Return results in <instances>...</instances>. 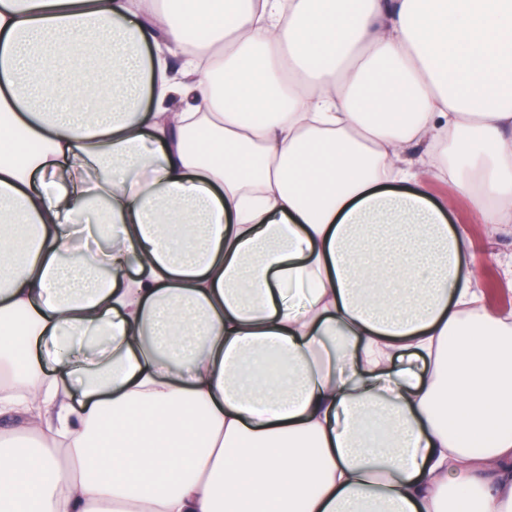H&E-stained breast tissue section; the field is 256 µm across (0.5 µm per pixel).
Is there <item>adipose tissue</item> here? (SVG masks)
Masks as SVG:
<instances>
[{"label":"adipose tissue","mask_w":512,"mask_h":512,"mask_svg":"<svg viewBox=\"0 0 512 512\" xmlns=\"http://www.w3.org/2000/svg\"><path fill=\"white\" fill-rule=\"evenodd\" d=\"M428 176L512 223V0H0V512H512Z\"/></svg>","instance_id":"adipose-tissue-1"}]
</instances>
